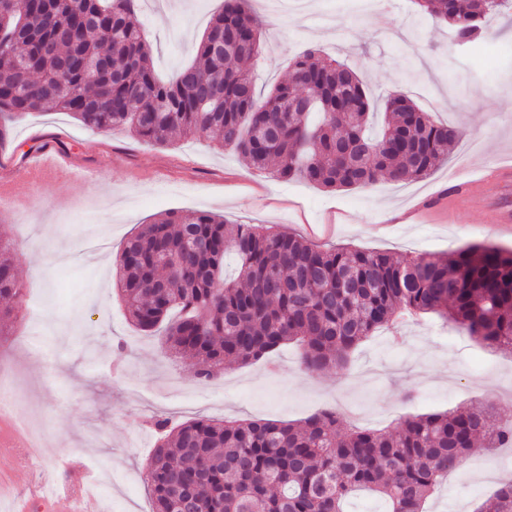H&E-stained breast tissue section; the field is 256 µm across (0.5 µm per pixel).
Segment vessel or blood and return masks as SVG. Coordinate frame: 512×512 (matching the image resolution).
<instances>
[{
    "label": "vessel or blood",
    "mask_w": 512,
    "mask_h": 512,
    "mask_svg": "<svg viewBox=\"0 0 512 512\" xmlns=\"http://www.w3.org/2000/svg\"><path fill=\"white\" fill-rule=\"evenodd\" d=\"M96 176V171L73 163L53 141L43 145L36 154L26 157L21 164L0 166V182L10 186L44 181L69 183L78 179H93ZM447 209L446 200L425 198L405 210L401 219L407 223L429 219L446 212ZM40 501L49 502L53 512H98L96 499L81 486L66 492L57 488H38L18 498L14 512H32L35 504Z\"/></svg>",
    "instance_id": "vessel-or-blood-1"
}]
</instances>
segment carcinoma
I'll return each instance as SVG.
<instances>
[{
	"instance_id": "carcinoma-1",
	"label": "carcinoma",
	"mask_w": 512,
	"mask_h": 512,
	"mask_svg": "<svg viewBox=\"0 0 512 512\" xmlns=\"http://www.w3.org/2000/svg\"><path fill=\"white\" fill-rule=\"evenodd\" d=\"M139 0H16L0 15V147L12 123L55 108L100 131L125 128L157 146L205 135L256 171L330 191L429 175L462 138L407 93L388 95L384 124L369 129L377 100L359 76L311 48L288 80L257 94L241 67L261 54L264 21L249 0H224L196 48L195 63L160 80L137 20ZM419 11L478 43L500 0H415ZM305 112L293 111L303 93ZM234 255L238 276L224 280ZM11 247L0 242V300L20 297ZM126 315L164 332L167 350L188 353L209 381L224 362L249 363L301 346L314 371L342 367L379 328L435 314L457 332L512 354V251L470 245L402 261L352 247L322 249L258 224L204 212H170L141 224L119 256ZM161 432L147 464L153 512H346L357 492L385 512H424L443 476L476 451L512 446V423L473 404L406 415L393 431L344 432L332 411L303 425L198 418ZM476 512H512V479Z\"/></svg>"
}]
</instances>
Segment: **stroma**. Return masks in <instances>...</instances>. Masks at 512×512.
<instances>
[{"mask_svg":"<svg viewBox=\"0 0 512 512\" xmlns=\"http://www.w3.org/2000/svg\"><path fill=\"white\" fill-rule=\"evenodd\" d=\"M222 3L141 5L162 78L194 61ZM258 14L266 22L262 53L251 65L259 91L285 79L290 62L314 47L350 65L375 99L411 92L436 119L462 125L464 140L423 179L380 177L368 189L329 191L254 171L203 135L160 147L125 129H89L64 112L18 119L15 159L64 131L62 147L75 164L105 177L60 187L21 183L14 196L30 209L0 207V240L9 243L24 286L10 332L0 336V384L37 447L36 467L0 462L15 491L45 475L61 487L86 483L104 512H152L145 475L156 416L296 424L329 409L341 429L392 430L408 414L488 401L512 421V359L432 315L402 326L398 343L375 333L344 369L306 371L289 344L266 360L225 365L208 381L189 373V358L166 351L161 333L126 320L114 287L117 256L137 225L171 211H207L229 224L301 236L323 224L328 244L396 258L473 243L512 249V236L491 224L493 209H512V185L495 175L512 164V15L492 17L483 43L472 47L453 42L446 23L418 16L413 0H281ZM468 181L482 182L480 198H456ZM442 194L453 198L443 222L389 223L391 213ZM508 463L512 448L469 458L442 481L426 512H476Z\"/></svg>","mask_w":512,"mask_h":512,"instance_id":"obj_1","label":"stroma"}]
</instances>
